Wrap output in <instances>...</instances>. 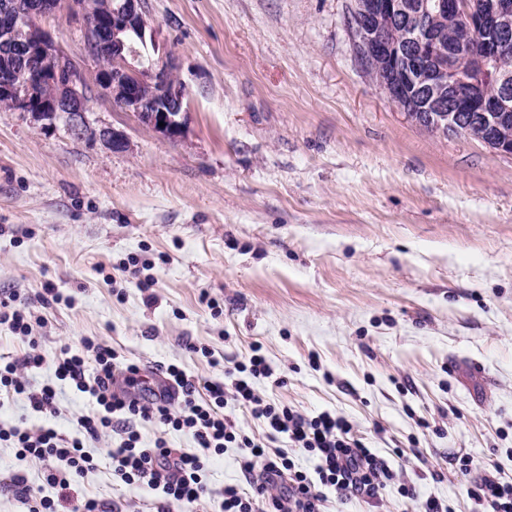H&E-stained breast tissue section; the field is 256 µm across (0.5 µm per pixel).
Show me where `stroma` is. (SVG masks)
Here are the masks:
<instances>
[{
    "mask_svg": "<svg viewBox=\"0 0 512 512\" xmlns=\"http://www.w3.org/2000/svg\"><path fill=\"white\" fill-rule=\"evenodd\" d=\"M353 6L145 0L188 90L175 141L94 86L81 138L0 111V298L40 317L45 362L27 377L57 386L55 417L17 397L0 424L74 434L94 405L57 382L55 361L87 336L139 364L146 386L171 363L223 378L258 343L276 374L257 383L263 398L342 415L393 463L378 502L334 498L329 512L429 499L487 512L459 459L512 481V155L408 120L355 57ZM38 25L94 76L81 19ZM103 127L127 149H108ZM133 257L151 292L123 272ZM48 287L59 303L44 302ZM118 441H90L96 468L77 492L106 512H156L159 491L114 486ZM43 472L0 444V512H27L7 486L19 473L40 487ZM206 482L192 512H220L225 486L244 484L237 448L209 457Z\"/></svg>",
    "mask_w": 512,
    "mask_h": 512,
    "instance_id": "1",
    "label": "stroma"
}]
</instances>
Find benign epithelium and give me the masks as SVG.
Here are the masks:
<instances>
[{
  "label": "benign epithelium",
  "instance_id": "7a95c632",
  "mask_svg": "<svg viewBox=\"0 0 512 512\" xmlns=\"http://www.w3.org/2000/svg\"><path fill=\"white\" fill-rule=\"evenodd\" d=\"M435 7L448 14V23L461 24L474 36L481 66L478 78L467 77L466 70L453 63L456 51L425 50ZM67 8L82 18L90 49L105 36L112 43L110 64L98 69L101 95L163 137H183L188 92L184 83L175 79L173 57L167 54L142 64L132 52V35L155 37L142 0H123L114 9L104 6L99 15L101 26L92 22V10L85 0H27L22 14L32 23ZM395 22L409 29L408 43L399 51L384 38ZM351 33L361 58L378 54L390 63V70L379 76L377 83L392 102L410 89L425 100L423 111L478 112L489 130L498 127L499 118L488 113L512 112V82L492 67L493 61L512 47V0H437L433 5L425 0L415 12L403 7L400 0H362ZM436 70L448 72V89L434 80ZM483 82L499 86V91L491 96L480 94ZM1 95L11 99L16 111L45 127L63 123L68 131L80 135L89 130L87 80L80 68L63 65L57 45L45 31L20 46L13 62L0 68ZM160 122L165 126H158ZM98 137L114 152L128 147L124 132L112 127L99 129Z\"/></svg>",
  "mask_w": 512,
  "mask_h": 512
}]
</instances>
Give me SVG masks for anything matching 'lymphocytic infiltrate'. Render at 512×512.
Here are the masks:
<instances>
[{"mask_svg":"<svg viewBox=\"0 0 512 512\" xmlns=\"http://www.w3.org/2000/svg\"><path fill=\"white\" fill-rule=\"evenodd\" d=\"M32 320L24 304H0V323L8 324L15 335L28 342L24 354L0 362V393L24 397L34 413L53 414L57 411L55 387L46 384L35 388L25 378L26 372L44 363L32 338ZM119 370L126 384H137V364L117 365L109 346L84 338L81 351L62 350L56 362L58 380L88 394L97 405L95 412L79 419L77 435L65 437L50 427H0V443H10L21 458L47 462L44 481L65 490L69 512H98L95 501L71 494L70 488L96 467L85 449L86 442L113 430L120 433V444L112 453L113 472L120 482L144 483L160 490L167 508L194 503L207 494L201 457L170 448L163 439L156 440L153 447H141L135 427L140 420L185 432L207 451L220 454L228 446L240 449L246 484L225 486L221 512H325L329 493L340 498L374 499L396 478L387 460L355 438L351 423L343 416L325 411L311 417L288 405L264 400L255 384L271 378L273 370L260 345H253L244 361L226 369L225 381L207 382L208 398L203 402L196 398L195 379L179 365L169 364L163 371L175 395L155 394L148 400L113 391ZM230 402L263 424L264 438L246 433L225 414ZM281 436L317 459L315 476H308L287 453L272 450V442ZM480 470L479 480L468 491L469 499L488 505L491 512H512V482L494 476L488 465H481Z\"/></svg>","mask_w":512,"mask_h":512,"instance_id":"1","label":"lymphocytic infiltrate"}]
</instances>
